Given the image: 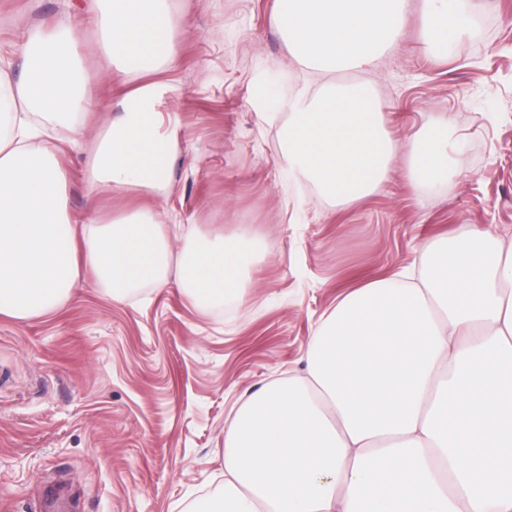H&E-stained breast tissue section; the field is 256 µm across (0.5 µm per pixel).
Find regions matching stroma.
I'll return each instance as SVG.
<instances>
[{
	"label": "stroma",
	"mask_w": 512,
	"mask_h": 512,
	"mask_svg": "<svg viewBox=\"0 0 512 512\" xmlns=\"http://www.w3.org/2000/svg\"><path fill=\"white\" fill-rule=\"evenodd\" d=\"M178 93L156 104L179 131L167 196L121 200L89 183L81 143L116 114L136 75L115 72L86 0H0V59L26 69L25 32L83 28L93 76L82 127L62 130L73 223L149 207L206 235L257 241L243 302L196 303L176 278L113 299L90 269L66 302L23 321L0 316V512H186L224 485V432L272 379L306 372L316 323L341 294L411 269L424 243L464 230L512 238V0H471L464 34L425 44L426 2L410 0L393 52L369 72L293 63L276 0H172ZM367 82L398 142L448 117V176L421 188L397 156L381 191L334 207L277 158L283 101Z\"/></svg>",
	"instance_id": "obj_1"
}]
</instances>
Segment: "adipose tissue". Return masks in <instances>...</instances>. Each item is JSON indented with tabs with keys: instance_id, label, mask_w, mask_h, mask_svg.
Returning <instances> with one entry per match:
<instances>
[{
	"instance_id": "ef3b65f1",
	"label": "adipose tissue",
	"mask_w": 512,
	"mask_h": 512,
	"mask_svg": "<svg viewBox=\"0 0 512 512\" xmlns=\"http://www.w3.org/2000/svg\"><path fill=\"white\" fill-rule=\"evenodd\" d=\"M113 68L141 75L94 141L88 177L122 196L166 195L176 126L154 103L181 25L170 0H90ZM426 43L466 29L468 0H428ZM408 0H277L274 21L298 64L363 71L396 42ZM76 29L26 34V72L0 82V316L64 303L88 266L119 298L166 279L171 232L133 208L83 225L67 217L60 154L34 147L85 117L91 78ZM422 186L445 174L448 120L393 141L372 88L325 85L289 104L280 165L344 207L375 193L392 157ZM183 288L201 305L242 300L251 243L183 226ZM302 377L251 393L224 433V487L206 512H512V243L468 231L425 245L402 279H373L320 318Z\"/></svg>"
}]
</instances>
